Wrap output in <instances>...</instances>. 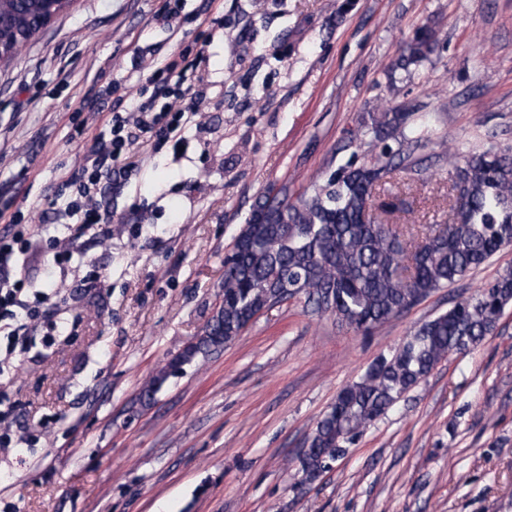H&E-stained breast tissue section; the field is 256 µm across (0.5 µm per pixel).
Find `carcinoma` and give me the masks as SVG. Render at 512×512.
Returning <instances> with one entry per match:
<instances>
[{"label":"carcinoma","mask_w":512,"mask_h":512,"mask_svg":"<svg viewBox=\"0 0 512 512\" xmlns=\"http://www.w3.org/2000/svg\"><path fill=\"white\" fill-rule=\"evenodd\" d=\"M4 42L15 32H39L36 0H0ZM433 34L421 28L396 66L428 57ZM360 133L382 144L379 156L349 163L295 201L269 193L257 202L224 257V302L196 342L182 354L190 364L232 343L263 308L281 301L282 288L296 289L317 312L366 333L452 285L502 248L512 246V148H488L460 157L448 173L444 223L414 228L393 222L411 211L398 194L381 186L396 174L407 184L431 179V165L416 152L426 146L413 113L396 108L370 112ZM512 304V269L474 297L460 299L423 322L388 356L376 359L343 388L317 420L308 450L299 458L305 480H315L343 448L453 353L478 345ZM167 379L161 368L141 389L154 399Z\"/></svg>","instance_id":"obj_1"}]
</instances>
